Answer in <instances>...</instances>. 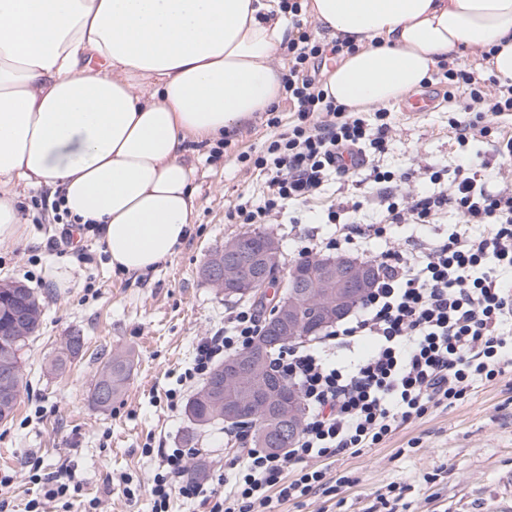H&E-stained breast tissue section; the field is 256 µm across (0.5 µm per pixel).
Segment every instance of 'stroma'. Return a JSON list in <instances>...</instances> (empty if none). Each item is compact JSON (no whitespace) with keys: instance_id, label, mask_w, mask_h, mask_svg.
I'll list each match as a JSON object with an SVG mask.
<instances>
[{"instance_id":"stroma-1","label":"stroma","mask_w":512,"mask_h":512,"mask_svg":"<svg viewBox=\"0 0 512 512\" xmlns=\"http://www.w3.org/2000/svg\"><path fill=\"white\" fill-rule=\"evenodd\" d=\"M447 89L437 69L417 89L434 98L433 109L412 114L405 101L387 104L392 140L380 159L384 168L450 171L460 163L448 116L455 102L469 95L462 87L450 98ZM266 119L257 113L230 136L223 158L212 159L210 148L200 147L193 159L192 232L176 255L137 278L113 272L94 233H87L74 251L57 245L61 227L53 219L33 223L31 200L49 199V191L20 195L23 216L31 221L29 238L0 249V281L23 282L42 298L44 308L42 324L23 351L25 383L15 416L0 423V470L20 469L31 453L49 472L67 460L83 499L99 498L102 512H151L147 484L156 460L145 455V447L189 446L205 461L206 479L223 491L218 469L233 454L225 425L198 429L187 438L185 409L170 408L166 392L191 365L198 337L221 330L232 308L200 269L211 252L247 230L225 223L224 213L238 194L262 191L255 173L235 157L267 138ZM494 128L469 160L492 189L512 184V168L497 152L499 141L512 137V115L496 118ZM354 200L363 201L365 213L375 216L371 184L336 181L306 205L308 223L273 218L268 229L280 239L286 263L297 260L304 237L327 234L322 218L329 206ZM54 263L70 265L78 287H56L45 274ZM74 332L84 338L82 353L65 372H50L49 360ZM126 348L134 350L135 362L124 392L109 408L94 406L91 391L105 359ZM323 466L333 491L275 502L272 512H482L483 504L506 501L504 480L512 474V369L475 385L453 406L397 430L387 442ZM120 476L137 485L135 499L112 487V479Z\"/></svg>"}]
</instances>
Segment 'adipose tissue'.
I'll return each mask as SVG.
<instances>
[{"label": "adipose tissue", "mask_w": 512, "mask_h": 512, "mask_svg": "<svg viewBox=\"0 0 512 512\" xmlns=\"http://www.w3.org/2000/svg\"><path fill=\"white\" fill-rule=\"evenodd\" d=\"M280 0H0V247L21 191H58L113 272L171 258L194 220L186 142L233 135L282 89ZM354 40L324 86L349 111L398 101L439 61L487 52L512 86V0H308Z\"/></svg>", "instance_id": "1"}]
</instances>
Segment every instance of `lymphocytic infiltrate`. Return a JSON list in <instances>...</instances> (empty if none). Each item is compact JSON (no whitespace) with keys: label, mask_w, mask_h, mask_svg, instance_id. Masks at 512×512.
Returning <instances> with one entry per match:
<instances>
[{"label":"lymphocytic infiltrate","mask_w":512,"mask_h":512,"mask_svg":"<svg viewBox=\"0 0 512 512\" xmlns=\"http://www.w3.org/2000/svg\"><path fill=\"white\" fill-rule=\"evenodd\" d=\"M281 7L299 31L285 45L283 88L294 118L283 121L278 105L268 108L271 135L258 151L238 156L261 177L263 194L239 195L226 219L265 224L272 215L309 203L328 182L366 176L379 198V222L359 224L328 208L330 235L309 239L298 255L358 253L383 240L387 247L378 255L380 276L356 312L336 329L317 342L290 345L276 358V371L296 387L305 405L301 432L288 453L251 449L230 458V489L218 501L211 484L187 479L188 449H155L152 512H170L176 496L213 500L211 512H269L273 500H295L323 489V460L382 444L399 428L451 407L476 383L494 381L512 366V284L504 280L512 275V188L489 190L477 171L460 165L449 179L439 170L425 172L432 192L405 202L393 188L396 174L376 163L390 141L387 112L367 118L346 111L327 96L319 78L329 53H354L355 44L341 39L325 47L304 32L299 0H282ZM445 77L449 86L469 89L468 101L458 106L465 119L448 120L465 151L471 142L492 135V118L512 112V87L499 88L488 99L475 70L451 69ZM450 209L462 221L446 238L388 244L393 225L407 218L431 224ZM259 329L253 305L229 311L223 332L200 340L191 366L180 376V388L167 391L170 406H177L185 388L204 380L217 362L246 349ZM332 345L353 351V358H330L326 349ZM291 466L296 475L289 481L284 474ZM24 467L39 487L24 512H46L51 502L69 512L81 492L70 466L47 473L39 458L30 456Z\"/></svg>","instance_id":"obj_1"}]
</instances>
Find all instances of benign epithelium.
Listing matches in <instances>:
<instances>
[{"label": "benign epithelium", "mask_w": 512, "mask_h": 512, "mask_svg": "<svg viewBox=\"0 0 512 512\" xmlns=\"http://www.w3.org/2000/svg\"><path fill=\"white\" fill-rule=\"evenodd\" d=\"M281 247L277 238L267 236L261 247L253 248L242 239L224 243V267L210 270L211 285L224 295L254 292L268 279L270 267L279 263ZM313 271L310 278L298 283L294 280L273 302L278 320L270 326L273 336H299L295 316L303 300L315 298L321 303L323 321H339L351 312L358 299L371 287L376 268L347 255H316L309 258ZM271 346L261 345L250 355L224 363V388L237 386L243 376L270 356ZM253 405H272L288 410V417L298 415L293 399L277 402L262 391L244 392Z\"/></svg>", "instance_id": "obj_1"}]
</instances>
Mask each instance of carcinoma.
Instances as JSON below:
<instances>
[{
	"label": "carcinoma",
	"mask_w": 512,
	"mask_h": 512,
	"mask_svg": "<svg viewBox=\"0 0 512 512\" xmlns=\"http://www.w3.org/2000/svg\"><path fill=\"white\" fill-rule=\"evenodd\" d=\"M43 314V305L30 288H22L18 292L3 291L0 294V368L10 366L16 370L14 394L9 399L0 398V423L8 421L16 408L24 385L22 354L30 338L37 332ZM84 346V337L80 333L66 338L60 350L50 363V368L60 370L74 361ZM224 364L217 365L202 388L195 393L186 405L185 414L188 419V438H193L196 430L224 421V401L234 398V394L226 393L219 385V375ZM133 369V358L129 353H114L103 364L91 393L92 402L100 407H108L126 388ZM271 382L278 389L286 392L293 390L274 370L272 361H267L263 370L257 374L252 383L260 385ZM106 388L111 398L102 401L99 398L101 389ZM243 416L249 418L244 427L250 432L249 444L254 448H275L269 440L272 422L263 412L252 408L243 410Z\"/></svg>",
	"instance_id": "cac0c4a2"
}]
</instances>
